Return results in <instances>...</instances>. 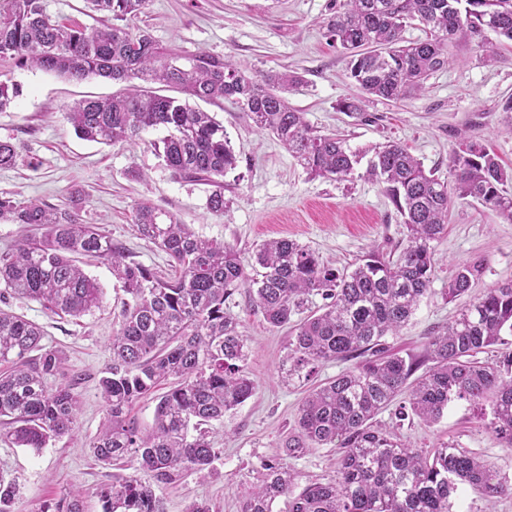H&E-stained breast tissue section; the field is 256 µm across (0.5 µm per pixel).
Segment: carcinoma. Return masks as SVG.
Instances as JSON below:
<instances>
[{
  "instance_id": "cac0c4a2",
  "label": "carcinoma",
  "mask_w": 512,
  "mask_h": 512,
  "mask_svg": "<svg viewBox=\"0 0 512 512\" xmlns=\"http://www.w3.org/2000/svg\"><path fill=\"white\" fill-rule=\"evenodd\" d=\"M148 0H87L116 21L100 27L70 26L47 13L44 0H0V65L39 68L72 80L91 75L127 84L105 99H84L65 109L68 123L86 141L131 144L149 130L166 135L153 143L171 176L207 186L209 211H227L224 176L237 167L224 125L208 112L160 93L157 85L205 101L229 100L255 127L274 136L313 177L345 180L364 157L366 174L383 184L402 217L406 243L396 258L372 250L351 270L324 264L310 248L289 239L268 240L256 250L261 272L249 276L233 247L197 236L170 212L136 205L139 235L168 257V269H151L74 210H51L33 201L0 195V220L29 229L0 251V300L35 301L54 315L79 317L97 307L101 289L74 256L109 263L122 283L119 327L111 359L99 380L107 418L88 448L104 465L147 470L171 485L188 471L209 468L218 452L201 426L224 418L253 393L244 374L246 338L237 318L224 310L246 284L266 322L290 329L284 378L309 377L327 361L356 364L305 397L283 444L295 457L308 448H343L338 477L297 489V474L278 460L264 465L260 484L240 512H451L458 485L489 498L512 494V483L488 461L444 443L428 456L394 440L372 420L406 395L399 416L437 421L455 399L489 403L495 435L512 447V351L495 362L477 355L512 333V281L488 289L459 309L443 332L431 337L421 357L389 352L428 292L435 275L436 241L448 223L451 195L472 198L512 218V175L482 146L463 141L449 159L453 185L424 168L396 142L354 150L345 139L312 130L285 93L299 83L287 74L248 73L230 58L200 53L180 63L152 36L133 25ZM416 22L427 37L404 43V27ZM512 42V0H341L326 33L347 58V75L361 93L399 100L422 89L451 63L448 46L458 36L479 38L489 53L498 44L485 31ZM18 96V84L0 71V112ZM9 138H0V168L16 164ZM483 272L474 262L457 268L444 295L453 301ZM324 304L301 317L311 298ZM42 328L0 309V419L15 447L45 448L72 433L80 400L72 385L48 386L65 359L42 341ZM430 363L417 378L412 375ZM154 426L143 432L130 418L134 403L160 385ZM104 512H164L151 486L134 476L101 487ZM16 484L0 477V512H12ZM85 491L75 488L40 512H84Z\"/></svg>"
}]
</instances>
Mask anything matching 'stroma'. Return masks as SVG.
I'll use <instances>...</instances> for the list:
<instances>
[{"instance_id":"stroma-1","label":"stroma","mask_w":512,"mask_h":512,"mask_svg":"<svg viewBox=\"0 0 512 512\" xmlns=\"http://www.w3.org/2000/svg\"><path fill=\"white\" fill-rule=\"evenodd\" d=\"M340 0H149L137 19L165 49L182 55L208 53L229 57L251 72H291L301 84L288 94L314 130L333 132L354 148L388 140L405 146L425 169L448 178V159L461 137H468L512 169V136L505 131L502 102L512 95V44L488 54L475 41L459 38L448 48L447 69L430 76L424 90L398 102L373 100L364 111H339L338 103L358 97L346 77V57L325 34V23ZM21 89L10 109L0 112V138L12 139L19 157L0 168V195L62 208L80 199L83 222L99 224L125 244L136 261L150 268L166 265V256L141 239L133 209L147 202L172 213L204 238L232 246L244 267H251L260 243L288 238L308 246L336 269L354 266L368 251L392 255L404 243L406 228L383 191L364 167L352 178L332 180L309 175L275 138L255 130L246 113L229 101L202 103L223 121L237 168L224 177L227 213L209 212L204 186L172 178L152 143L161 133H142L135 143L112 146L78 138L67 122L66 105L83 98L111 95L118 85L91 77L68 80L37 69H13ZM434 280L399 335L386 339L399 355L421 353L433 332L456 311L487 289L512 281V219L485 205L453 199L448 224L435 243ZM482 262L481 278L470 291L447 300L443 291L458 266ZM82 268L102 289L97 308L81 317L46 313L34 301L13 300L16 314L40 325L47 347L61 350L68 374L80 375L75 388L81 411L73 435L35 451L0 440V477L16 483L13 512H40L45 502L73 485L85 490L86 512H102L96 490L122 474L120 466L96 464L87 444L106 418L99 380L109 362L110 342L119 324L121 283L109 264L82 261ZM225 308L247 338L242 368L254 384L252 396L205 431L219 454L210 469L187 474L154 491L165 512H188L207 501L214 512H240L245 493L257 483L268 461L283 456L282 440L295 425L309 391L348 367L344 361L322 363L314 378L282 380L288 351L287 329L271 327L254 307L250 290L240 287ZM491 415L464 400L449 403L432 424L417 417L399 419L388 407L374 419L411 447L433 452L452 442L492 463L512 480V448L502 445L489 426ZM339 448H313L288 459L299 485L337 477Z\"/></svg>"}]
</instances>
